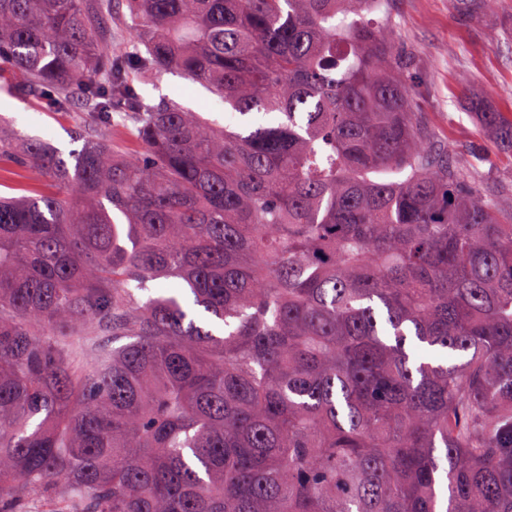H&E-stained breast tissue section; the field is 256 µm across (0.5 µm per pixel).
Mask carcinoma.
<instances>
[{
	"label": "carcinoma",
	"mask_w": 512,
	"mask_h": 512,
	"mask_svg": "<svg viewBox=\"0 0 512 512\" xmlns=\"http://www.w3.org/2000/svg\"><path fill=\"white\" fill-rule=\"evenodd\" d=\"M388 2L0 0V72L83 112L66 157L0 127L59 187L0 197V512H512V223ZM134 83L147 103L156 104L163 97H171L221 125L224 118L227 120L228 112H224V103L217 100L205 86L192 83L180 74L165 73L154 83H137V80ZM101 133L105 138L112 142L114 146L124 152L134 153L135 151L140 150V144L127 135L125 124L119 117H115V121H113L112 126L103 128Z\"/></svg>",
	"instance_id": "carcinoma-1"
}]
</instances>
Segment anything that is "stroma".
<instances>
[{"instance_id":"obj_1","label":"stroma","mask_w":512,"mask_h":512,"mask_svg":"<svg viewBox=\"0 0 512 512\" xmlns=\"http://www.w3.org/2000/svg\"><path fill=\"white\" fill-rule=\"evenodd\" d=\"M397 46L412 80L430 139L470 167L483 195L512 217V150L490 136L468 102L512 120V0L492 10L457 13L451 0H390ZM20 74H0V126L56 150L76 149L79 115L19 98ZM147 103L171 97L206 118L223 122L224 105L203 85L177 73L138 84ZM51 184L34 169L0 155V194L35 196Z\"/></svg>"}]
</instances>
